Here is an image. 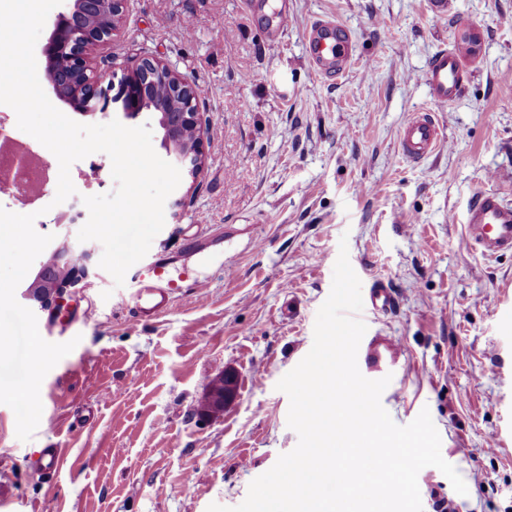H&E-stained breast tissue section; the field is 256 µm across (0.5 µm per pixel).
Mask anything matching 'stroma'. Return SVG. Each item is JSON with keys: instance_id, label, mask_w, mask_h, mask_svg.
Here are the masks:
<instances>
[{"instance_id": "35a3bbf8", "label": "stroma", "mask_w": 512, "mask_h": 512, "mask_svg": "<svg viewBox=\"0 0 512 512\" xmlns=\"http://www.w3.org/2000/svg\"><path fill=\"white\" fill-rule=\"evenodd\" d=\"M125 0L114 69L157 58L202 87L203 169L176 188L150 255L168 253L198 281L167 313L130 320L112 276L91 263L67 313L36 311L51 343L77 346L45 376L39 425L16 434L0 404V512H207L241 504L250 483L290 452L288 396L278 381L310 351L340 239L363 293L385 286L395 304L364 305L367 337L395 343L381 403L399 425L429 409L441 453L468 492L423 468V512H512V253L484 257L466 238L471 203L512 190V0ZM291 20L270 40L276 13ZM332 17L356 39L341 74L313 70L310 25ZM466 87L435 104L424 73L463 32ZM431 113L445 144L404 159L399 134ZM78 194L115 190L97 152L70 170ZM56 184L21 204L51 248L76 242L57 223ZM200 253L180 252L184 238ZM96 317L84 322L85 310ZM228 372L237 396L217 417L199 409ZM66 450L62 469L35 472L38 449Z\"/></svg>"}]
</instances>
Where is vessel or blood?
<instances>
[{
	"label": "vessel or blood",
	"instance_id": "obj_1",
	"mask_svg": "<svg viewBox=\"0 0 512 512\" xmlns=\"http://www.w3.org/2000/svg\"><path fill=\"white\" fill-rule=\"evenodd\" d=\"M311 65L318 70L344 72L355 59V41L351 32L331 18L312 23L306 37ZM460 47L436 53L430 60L425 80L430 98L445 106L456 101L463 86ZM445 142L439 123L431 114L410 119L399 138L400 152L418 161L437 151ZM468 240L483 255L512 252V203L501 194L487 191L472 205L465 225ZM169 258L142 260L127 272L128 284L122 303L131 312L133 322L153 320L166 313L173 302L184 297L185 278L172 274ZM65 459L64 449L44 448L39 452L37 469L42 474L57 473Z\"/></svg>",
	"mask_w": 512,
	"mask_h": 512
}]
</instances>
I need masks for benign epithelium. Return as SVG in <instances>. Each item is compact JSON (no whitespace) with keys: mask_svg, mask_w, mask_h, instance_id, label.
Wrapping results in <instances>:
<instances>
[{"mask_svg":"<svg viewBox=\"0 0 512 512\" xmlns=\"http://www.w3.org/2000/svg\"><path fill=\"white\" fill-rule=\"evenodd\" d=\"M67 6L53 22L45 46L44 77L56 96L73 111L86 116L105 115L110 105L128 114L146 109L155 116L160 145L174 160L181 175L196 179L202 171L203 128L195 84L168 64L144 58L124 68L120 79L109 80L112 66L97 61L99 47L112 44L123 13L124 0H65ZM90 251L76 252L64 244L34 272L22 298L42 310L60 313L86 276L82 259ZM236 394V379L221 374L206 391L200 413L215 417Z\"/></svg>","mask_w":512,"mask_h":512,"instance_id":"benign-epithelium-1","label":"benign epithelium"}]
</instances>
